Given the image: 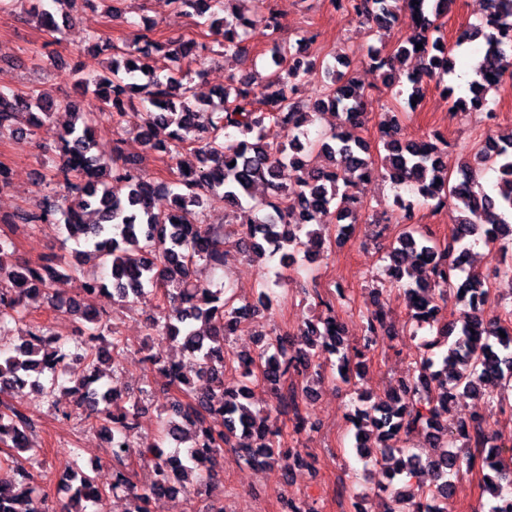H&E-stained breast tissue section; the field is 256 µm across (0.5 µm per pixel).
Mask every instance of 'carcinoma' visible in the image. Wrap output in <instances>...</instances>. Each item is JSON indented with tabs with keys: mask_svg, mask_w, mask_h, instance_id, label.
I'll return each instance as SVG.
<instances>
[{
	"mask_svg": "<svg viewBox=\"0 0 512 512\" xmlns=\"http://www.w3.org/2000/svg\"><path fill=\"white\" fill-rule=\"evenodd\" d=\"M31 16L51 31L59 30L54 7L74 0H19ZM175 9L198 18L197 24L220 34L224 59L238 58L243 41L240 29L250 24L241 4L263 0H170ZM347 15L390 29L407 9L414 16L411 34L391 51L371 46L368 61L381 72L388 88L405 96L410 110L424 98L425 82L455 73L454 49L474 41L482 44V60L473 69L468 99L454 97L450 85L443 92L452 100L454 112L481 111L494 114L487 98L503 77V64L512 58V0H487L484 18L471 24L448 45L438 20L447 14L453 0H333ZM270 41L266 60L272 91L259 104L249 98L250 77L230 74V87L218 94V102L197 96L186 82L191 64L213 51L205 42L181 37L165 43L147 33H135L121 51L112 56L101 73L79 74L75 94L91 97L98 112H106L120 126L133 116L139 119L143 142L153 152L175 160L178 149H187L199 160L190 167L178 162L173 182L154 180L141 173L140 160L123 154L121 140L112 141L110 157L100 151L94 136L97 112H83L73 99L57 100L41 89L26 95L0 88V140L30 134L58 111L72 115L59 133L58 152L62 177L60 206L35 203L23 212L25 224H42L56 213L67 239L74 241L75 263L52 255L38 265L15 260L11 238L0 235V395L11 398L23 393V385L53 397L57 391L70 394L83 408L85 419L107 436L112 460L118 468L112 481L99 472L78 473L71 503L61 512H98L107 492L126 493L128 512H149L151 501L161 495L188 491V485L209 486L215 469L196 473L197 465H217L231 439L237 464H277L292 469L304 464L300 453L281 447L278 434L267 417L255 412L244 399L250 384L259 381L293 407V427L298 433L315 430V423L302 413L299 393L308 386L282 393L284 381L323 377L313 361L323 355H338L339 378L351 382L359 375L361 362L344 348L347 329L335 316L308 321L294 337H278L256 354H241L237 360L244 380L224 381V342L254 321L259 308L271 303V286H281L288 275L280 271L272 284L262 287L257 301L239 300L229 289L213 290L196 279L197 267H224V226L204 225L200 217L209 202L220 197L230 210H247L249 224L243 232L244 250L265 253L288 248V261L302 254L313 260L325 237L337 244L348 229L360 223L363 205L353 189L375 174L399 187H408L424 199L451 202L461 213L451 243L438 246L415 224L414 204L397 200L401 210L397 223L403 230L387 250V271L403 291L420 325L435 331L424 346L438 350L421 358L419 375L400 380L390 394L369 405L355 408L350 422L356 448L367 463L380 464L394 482L402 476H430L420 491L406 495L392 488L387 512H444L440 503L451 493L449 476L461 463L481 466L480 488L488 495V512H512L504 506L503 489L512 486V464L501 456V443L486 436L485 418L472 415L451 421L452 408L461 395L480 396L487 387H499L497 402L512 391V320L474 307L473 300L490 303L492 288L482 274L468 270L471 246L489 248L496 277L512 282V134L487 139L473 146V161L448 172L444 150L436 141L400 137L399 112H385L379 126L385 154L375 160L371 146L353 130L362 127L364 88L348 73L326 65L329 80L311 111L292 97L303 79L313 73L311 63L294 56L283 45L281 26L274 16L265 20ZM422 49H416V44ZM166 66L150 65L155 55ZM419 59V72L401 79L397 63L408 56ZM143 97L144 111L128 112L132 96ZM329 108L340 117L339 130L309 138L308 126L320 110ZM288 134V142L277 133ZM296 171L293 187L278 183L280 169ZM497 173L496 191L489 193L481 179L486 170ZM160 195L172 197V207L155 209ZM75 275L80 292L89 296L112 290V302H127L154 286L159 294L157 316L148 325V336L166 342L178 358L151 353L146 360L167 376L176 394L170 413L160 422L157 441L138 449L148 463L149 478L137 485L122 471L137 430L136 398L127 389L107 386L97 400L91 384L104 377L103 364L117 361L124 352L108 315L88 308L84 302L63 299L51 292L52 284ZM454 292L467 310L460 320L448 324L439 317L438 301ZM41 299L56 310L82 321L81 338H63L45 327L28 325V340L22 345L2 344L13 328L24 324L32 301ZM386 318L377 308L366 315L363 350L370 349L386 333ZM505 336H500V333ZM82 364V375L72 387L64 386L72 362ZM424 432L434 442V456L410 453L405 443L411 434ZM33 422L15 406L0 402V444H11L14 453L0 455V512H50L45 498L36 495V478L22 465V454L35 453Z\"/></svg>",
	"mask_w": 512,
	"mask_h": 512,
	"instance_id": "obj_1",
	"label": "carcinoma"
}]
</instances>
